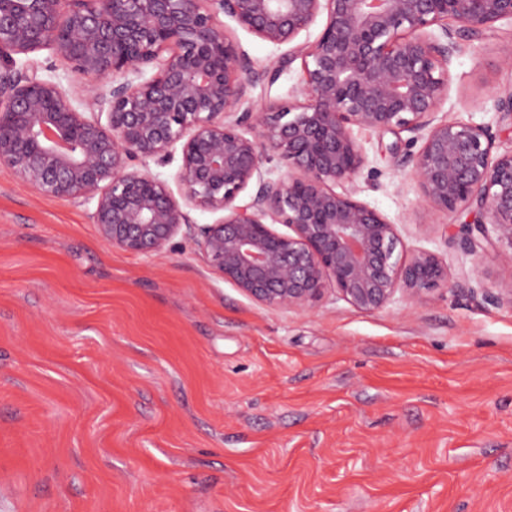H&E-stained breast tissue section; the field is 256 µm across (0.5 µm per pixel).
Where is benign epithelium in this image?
<instances>
[{
    "label": "benign epithelium",
    "mask_w": 512,
    "mask_h": 512,
    "mask_svg": "<svg viewBox=\"0 0 512 512\" xmlns=\"http://www.w3.org/2000/svg\"><path fill=\"white\" fill-rule=\"evenodd\" d=\"M321 15L315 40L298 41ZM226 18L290 44L288 56L255 67ZM502 20L512 21V0H0V165L47 198L93 204L100 238L125 252L161 254L190 206L223 212L199 229L209 266L270 307L312 309L330 285L364 311L398 292L419 299L456 284L432 251L399 257L397 225L356 198L367 157L352 129L424 132L411 158L423 201L451 213L475 206L462 243L512 268V151L493 155L487 127L436 119L457 40ZM46 48L75 77L98 80L82 101L17 67L15 56ZM297 59L299 99L230 119ZM177 144L179 199L143 166ZM273 155L288 165L275 179L262 173ZM494 290L512 309V278Z\"/></svg>",
    "instance_id": "obj_1"
}]
</instances>
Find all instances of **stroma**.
<instances>
[{"instance_id": "obj_1", "label": "stroma", "mask_w": 512, "mask_h": 512, "mask_svg": "<svg viewBox=\"0 0 512 512\" xmlns=\"http://www.w3.org/2000/svg\"><path fill=\"white\" fill-rule=\"evenodd\" d=\"M258 67L287 54L227 22ZM439 118L512 149V23L459 41ZM300 62L243 106L288 102ZM360 200L397 252L439 254L458 287L367 312L327 295L265 306L191 232L162 254L107 246L92 205L0 165V512H512V277L427 207L408 133L357 128Z\"/></svg>"}]
</instances>
